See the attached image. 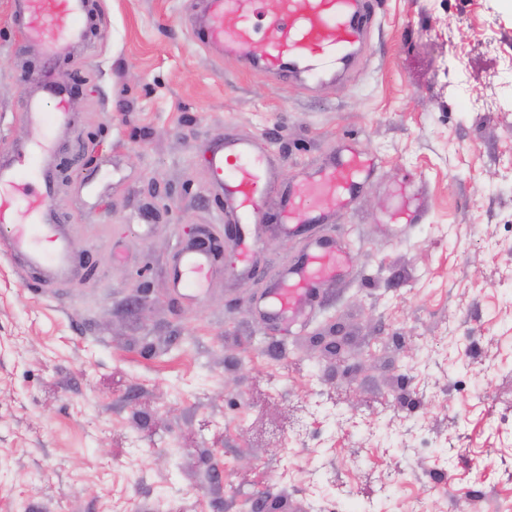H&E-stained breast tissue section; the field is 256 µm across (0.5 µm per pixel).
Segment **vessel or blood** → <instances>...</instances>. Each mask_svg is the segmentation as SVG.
<instances>
[{
    "label": "vessel or blood",
    "instance_id": "b4317fda",
    "mask_svg": "<svg viewBox=\"0 0 512 512\" xmlns=\"http://www.w3.org/2000/svg\"><path fill=\"white\" fill-rule=\"evenodd\" d=\"M28 41H46L52 56L67 55L87 37L88 0H15ZM265 15L264 30L253 23ZM377 20L375 0H194L187 15L194 38L212 55L231 56L245 68L303 85L344 82L368 60V45ZM26 102V118L35 128L60 130L71 121L69 88L51 75L35 78ZM55 104L46 114V101ZM43 143L21 146L0 159V227L4 247L37 271L45 286L63 284L73 258L65 227L52 205L53 185L42 178L38 191L25 189L26 179L42 168ZM373 158L351 153L318 168L283 189L276 167L252 142L220 138L209 156L214 184L224 190V208L236 220L242 244L240 273L252 274V249L261 224L275 221L285 236L306 238L298 261L286 269L262 299L269 322H307L314 314L324 280L341 276L347 260L336 238L315 236L311 225L328 223L331 214L349 209L370 181ZM279 193L281 204L268 215L266 201ZM427 207L423 192L411 193L395 215L400 224L420 223ZM216 247L199 239L182 246L171 266L173 287L202 288L214 273Z\"/></svg>",
    "mask_w": 512,
    "mask_h": 512
}]
</instances>
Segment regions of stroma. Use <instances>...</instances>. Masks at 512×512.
I'll use <instances>...</instances> for the list:
<instances>
[{
  "label": "stroma",
  "instance_id": "stroma-1",
  "mask_svg": "<svg viewBox=\"0 0 512 512\" xmlns=\"http://www.w3.org/2000/svg\"><path fill=\"white\" fill-rule=\"evenodd\" d=\"M190 0H89L54 61L0 0V156L38 138L26 75L73 81L52 203L78 275L0 251V512H487L512 498V0H377L365 69L304 88L215 58ZM283 184L350 148L375 177L320 233L351 264L304 326L256 306L304 241L266 227L256 273L212 186L216 136ZM421 181V223L390 221ZM221 272L188 305L171 254L201 225Z\"/></svg>",
  "mask_w": 512,
  "mask_h": 512
}]
</instances>
